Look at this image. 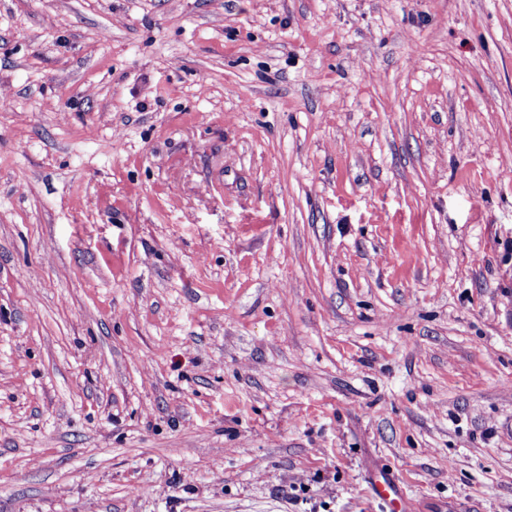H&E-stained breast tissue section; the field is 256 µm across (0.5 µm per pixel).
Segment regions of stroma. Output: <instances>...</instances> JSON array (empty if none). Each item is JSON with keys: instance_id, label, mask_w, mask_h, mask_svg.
Instances as JSON below:
<instances>
[{"instance_id": "stroma-1", "label": "stroma", "mask_w": 512, "mask_h": 512, "mask_svg": "<svg viewBox=\"0 0 512 512\" xmlns=\"http://www.w3.org/2000/svg\"><path fill=\"white\" fill-rule=\"evenodd\" d=\"M512 0H0V512H512Z\"/></svg>"}]
</instances>
